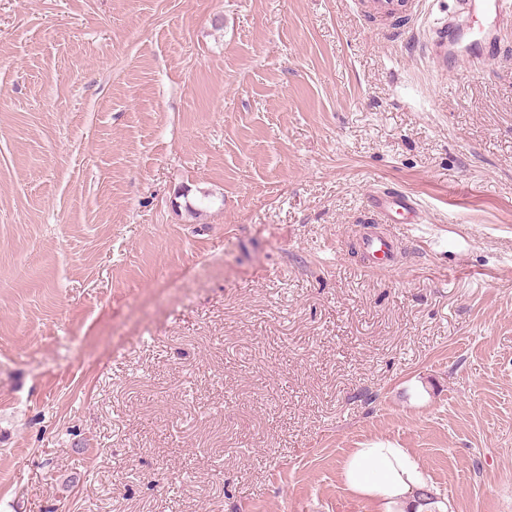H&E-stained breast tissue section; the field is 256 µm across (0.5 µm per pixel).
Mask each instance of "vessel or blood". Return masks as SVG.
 I'll list each match as a JSON object with an SVG mask.
<instances>
[{
  "instance_id": "vessel-or-blood-1",
  "label": "vessel or blood",
  "mask_w": 512,
  "mask_h": 512,
  "mask_svg": "<svg viewBox=\"0 0 512 512\" xmlns=\"http://www.w3.org/2000/svg\"><path fill=\"white\" fill-rule=\"evenodd\" d=\"M458 8L434 30L424 51L435 69L447 71L459 60L469 67L482 69L502 31L512 29V10L503 0H456ZM368 202L379 224H416L421 213L405 191L391 188L370 192ZM366 260L370 267H390L395 242L386 235H368L363 239Z\"/></svg>"
}]
</instances>
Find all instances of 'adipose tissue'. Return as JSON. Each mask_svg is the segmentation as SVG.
<instances>
[{
  "label": "adipose tissue",
  "mask_w": 512,
  "mask_h": 512,
  "mask_svg": "<svg viewBox=\"0 0 512 512\" xmlns=\"http://www.w3.org/2000/svg\"><path fill=\"white\" fill-rule=\"evenodd\" d=\"M342 475L348 488L373 501L375 512H447L439 500L425 497L426 483L416 459L391 443L355 449Z\"/></svg>",
  "instance_id": "1"
}]
</instances>
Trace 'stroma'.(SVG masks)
Segmentation results:
<instances>
[{"mask_svg": "<svg viewBox=\"0 0 512 512\" xmlns=\"http://www.w3.org/2000/svg\"><path fill=\"white\" fill-rule=\"evenodd\" d=\"M380 26L0 0V512H373L376 441L512 512V30L440 74ZM369 207L379 224H420L421 213L405 191L391 188L370 192ZM363 248L366 251V260L370 267L387 269L395 250L394 239L386 235H368L363 239Z\"/></svg>", "mask_w": 512, "mask_h": 512, "instance_id": "1", "label": "stroma"}]
</instances>
